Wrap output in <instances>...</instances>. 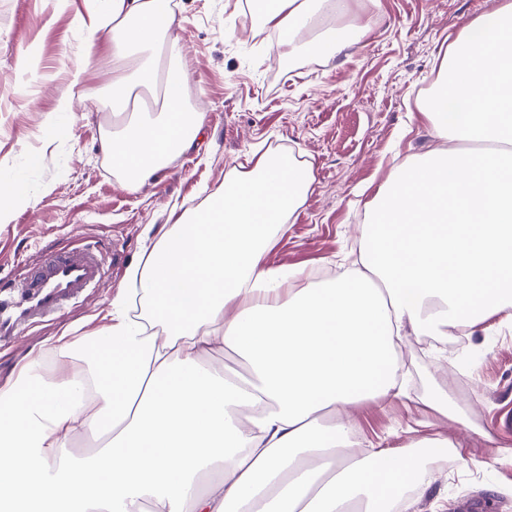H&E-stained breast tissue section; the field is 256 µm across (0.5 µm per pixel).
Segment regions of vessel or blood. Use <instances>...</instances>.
<instances>
[{
    "mask_svg": "<svg viewBox=\"0 0 512 512\" xmlns=\"http://www.w3.org/2000/svg\"><path fill=\"white\" fill-rule=\"evenodd\" d=\"M112 265L101 244L83 239L48 251L23 278L0 275V334L35 327L61 316L73 301L88 297Z\"/></svg>",
    "mask_w": 512,
    "mask_h": 512,
    "instance_id": "1",
    "label": "vessel or blood"
}]
</instances>
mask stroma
Returning a JSON list of instances; mask_svg holds the SVG:
<instances>
[{"label":"stroma","mask_w":512,"mask_h":512,"mask_svg":"<svg viewBox=\"0 0 512 512\" xmlns=\"http://www.w3.org/2000/svg\"><path fill=\"white\" fill-rule=\"evenodd\" d=\"M371 30L340 56L282 57L246 0H176L184 21L181 51L165 43L161 72L187 75L185 104L199 112L195 145L134 190L123 189L100 150L117 128L112 115V49L78 28L88 0H0V177H21L28 200L0 224V274L42 252L86 237L121 255L103 288L74 304L63 324L0 339V393L30 357L52 361L59 338L101 328L118 289L159 238L173 210L192 211L224 186L229 169L252 153L293 151L315 181L304 203L273 239L263 262L304 271L313 280L358 247L360 215L394 165L437 144L417 103L463 28L504 0H380ZM85 63V103L57 109L72 73ZM68 129L51 135L50 124ZM403 359L414 377L405 396L355 407L357 446L404 448L415 436L449 438L463 449L452 464L431 450L424 464L435 479L412 498L409 512H462L483 497L512 512V429L500 426L512 407V319L499 315L467 330L458 349L439 354L409 336ZM443 391L463 414L452 421L426 406Z\"/></svg>","instance_id":"obj_1"}]
</instances>
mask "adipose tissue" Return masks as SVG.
Instances as JSON below:
<instances>
[{"label": "adipose tissue", "instance_id": "adipose-tissue-1", "mask_svg": "<svg viewBox=\"0 0 512 512\" xmlns=\"http://www.w3.org/2000/svg\"><path fill=\"white\" fill-rule=\"evenodd\" d=\"M264 28L289 54H341L372 16L335 14L356 0H258ZM352 13V12H351ZM81 28L111 36L112 58L165 38L178 54L173 0H91ZM182 70L153 60L112 78V110L133 89H163L157 117L133 114L102 140L125 188L150 180L201 128L184 105ZM466 117L449 123L442 98ZM438 147L397 164L363 211L360 259L321 283L265 267L274 237L302 205L311 164L255 153L207 204L181 213L132 267L147 317L119 289L97 335L33 358L0 409V512H390L433 482L419 439L348 454L351 407L403 393L402 347L446 342L512 310V0L449 46L439 82L418 106ZM448 140L476 143L450 150ZM244 352L236 381L213 362L217 344ZM85 459L63 456L77 436Z\"/></svg>", "mask_w": 512, "mask_h": 512}]
</instances>
